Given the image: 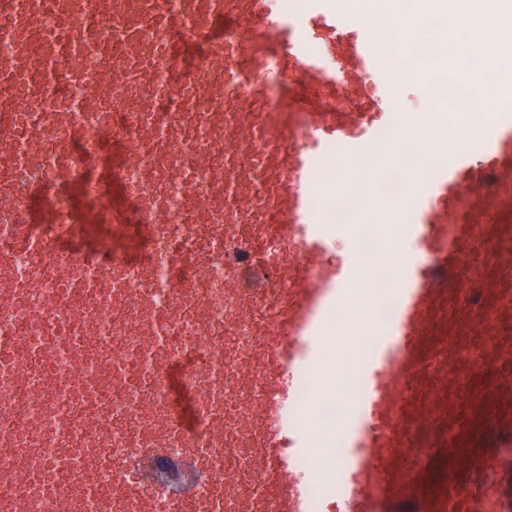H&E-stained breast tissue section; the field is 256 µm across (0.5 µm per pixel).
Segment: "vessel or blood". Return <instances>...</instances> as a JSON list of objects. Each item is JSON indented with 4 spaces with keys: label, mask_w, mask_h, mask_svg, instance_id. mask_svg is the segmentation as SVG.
I'll use <instances>...</instances> for the list:
<instances>
[{
    "label": "vessel or blood",
    "mask_w": 512,
    "mask_h": 512,
    "mask_svg": "<svg viewBox=\"0 0 512 512\" xmlns=\"http://www.w3.org/2000/svg\"><path fill=\"white\" fill-rule=\"evenodd\" d=\"M296 2L286 15L275 0H0V142L11 145L0 154V230L39 256L24 280L0 272V315L22 288L54 285L59 299L29 337L84 320L72 297L88 288L107 296L140 279L142 267L116 249L135 248L159 224H202L203 236L170 238L160 254L187 268L188 286L208 282L224 259L217 238L236 225L234 284L263 297L238 314L264 325L258 363L241 380L265 389L255 410L261 433L254 447L226 449L215 429L188 465L210 463L228 489L239 468L263 472L270 512H484L501 500L496 478L512 459V104L495 108L492 130L477 122L465 143H446L407 211L390 205L372 217L406 224L415 251L392 288L381 346L362 361L335 500L324 502L313 491L319 471L303 462L300 374L320 363L329 318L362 269L327 261L331 226L318 186L328 164L386 147L385 101L400 79L386 58L412 67L419 53L409 37L380 35L334 0ZM223 21L230 33L218 32ZM184 45L203 46L199 68L182 69ZM103 52L111 67L86 70V58ZM61 79L82 85L79 111L46 96ZM126 110L129 122L113 126V113ZM180 112L195 125L179 139ZM33 122L51 131L52 150L19 136ZM90 127L123 143L121 177L96 166ZM211 153L223 163L209 162ZM161 168L201 177L204 193L184 186L179 212H169L156 192ZM40 224L50 235L37 233ZM151 333L157 364L172 369L166 340L179 326L170 312L155 314ZM188 351L223 377V349L194 337ZM17 357L0 318V370L16 369ZM211 415L196 401L168 420L148 419L144 446L163 450L186 435L189 419ZM54 469L63 512H83L91 487L69 488L78 459Z\"/></svg>",
    "instance_id": "b4317fda"
}]
</instances>
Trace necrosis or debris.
Returning <instances> with one entry per match:
<instances>
[{
    "label": "necrosis or debris",
    "instance_id": "obj_1",
    "mask_svg": "<svg viewBox=\"0 0 512 512\" xmlns=\"http://www.w3.org/2000/svg\"><path fill=\"white\" fill-rule=\"evenodd\" d=\"M232 232L224 234V260L216 264L211 280L183 291L184 307L177 317L183 335L202 336L228 355L223 379H215L203 365L187 374L190 387L209 393V404L217 417L227 418L226 440L248 444L254 429L249 410L260 397V389H242L235 373L253 356V345L261 330L258 325L237 323L240 309L251 303V295L232 289V270L239 254ZM85 306L91 316L64 331L41 336V346L53 349L51 360H43L39 349L27 350L15 371L0 376V469L23 474L24 480L0 497V512H57L58 483L47 466L78 448L89 455L82 481L96 485L94 495L85 501V512H98V500L111 499L113 512H129L131 497L152 501L157 512H269L258 488L261 472L243 470L239 489L224 490L223 476L208 464L195 470L187 505L170 500L175 482L165 481L153 489H141L131 479L123 457L136 451L142 422L136 411L139 402H152L159 416H168V401L162 388L163 370L151 362L154 337L148 336V315L133 293L107 301L95 290L85 293ZM129 358L131 378L113 383L95 403L84 404L80 391L89 379L109 374L113 353ZM41 372L47 384L37 396L27 392L30 377ZM90 422H102L111 431L102 439L87 430ZM125 481L130 499L113 496V479Z\"/></svg>",
    "mask_w": 512,
    "mask_h": 512
}]
</instances>
